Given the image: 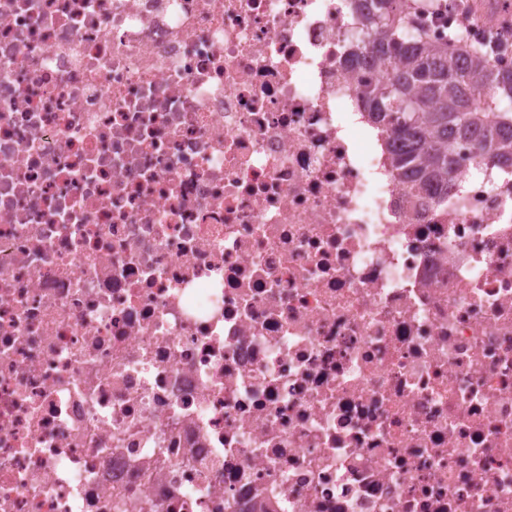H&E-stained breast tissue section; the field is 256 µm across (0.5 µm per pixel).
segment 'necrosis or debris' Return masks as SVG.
I'll list each match as a JSON object with an SVG mask.
<instances>
[{
  "label": "necrosis or debris",
  "instance_id": "obj_1",
  "mask_svg": "<svg viewBox=\"0 0 512 512\" xmlns=\"http://www.w3.org/2000/svg\"><path fill=\"white\" fill-rule=\"evenodd\" d=\"M355 3L0 0V512H512V174L398 181Z\"/></svg>",
  "mask_w": 512,
  "mask_h": 512
}]
</instances>
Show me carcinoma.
<instances>
[{"label": "carcinoma", "mask_w": 512, "mask_h": 512, "mask_svg": "<svg viewBox=\"0 0 512 512\" xmlns=\"http://www.w3.org/2000/svg\"><path fill=\"white\" fill-rule=\"evenodd\" d=\"M403 0H376L365 11L360 38L348 62L372 61L382 79L359 88L363 111L391 142L399 179L411 190L434 183L448 193L454 156L471 144L482 164L512 172V76L486 65L488 51L474 46L448 55V43H430L411 30ZM492 92L496 111L475 106Z\"/></svg>", "instance_id": "obj_1"}]
</instances>
